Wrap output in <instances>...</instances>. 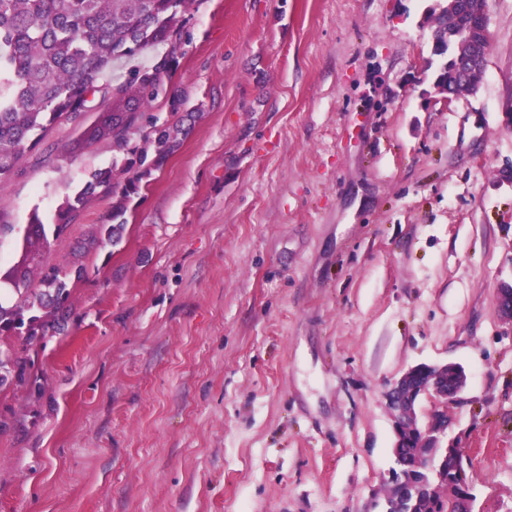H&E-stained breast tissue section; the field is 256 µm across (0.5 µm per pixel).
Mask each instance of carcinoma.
<instances>
[{
    "label": "carcinoma",
    "instance_id": "obj_1",
    "mask_svg": "<svg viewBox=\"0 0 512 512\" xmlns=\"http://www.w3.org/2000/svg\"><path fill=\"white\" fill-rule=\"evenodd\" d=\"M192 0H0V183L15 171L28 150L34 149L58 124L73 123L79 133L64 146L74 157L86 145L112 144L121 163L90 173L84 186L65 195L53 222L35 211L24 254L37 256L71 225L85 199L95 191L112 196V210L99 230L112 240L127 223L126 203L137 193L140 180L160 167L177 146L176 129L144 107L165 97L170 114L183 101L168 91L175 63L171 51L148 69H132L127 78L107 87L101 80L112 63L132 59L169 43L175 25ZM102 109L89 127L80 116L95 96ZM38 285L31 288V278ZM86 276L74 263L69 269L42 261L21 262L16 291L27 296L9 306L0 303V336L23 334L27 340L65 329L56 315L70 297L69 284ZM25 382V364L10 350L0 349V387ZM448 499L439 492L421 501L418 512H449Z\"/></svg>",
    "mask_w": 512,
    "mask_h": 512
}]
</instances>
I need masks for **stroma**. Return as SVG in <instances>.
I'll use <instances>...</instances> for the list:
<instances>
[{
	"label": "stroma",
	"mask_w": 512,
	"mask_h": 512,
	"mask_svg": "<svg viewBox=\"0 0 512 512\" xmlns=\"http://www.w3.org/2000/svg\"><path fill=\"white\" fill-rule=\"evenodd\" d=\"M444 0H194L170 81L180 145L101 243L64 333L0 338V512H379L387 386L461 364L450 406L473 512H512V0L448 101L426 75ZM54 126L0 184V269L32 210L111 166ZM112 207L89 198L44 261ZM13 379L18 383L25 382V364L19 362L9 349L0 347V387L13 382Z\"/></svg>",
	"instance_id": "35a3bbf8"
}]
</instances>
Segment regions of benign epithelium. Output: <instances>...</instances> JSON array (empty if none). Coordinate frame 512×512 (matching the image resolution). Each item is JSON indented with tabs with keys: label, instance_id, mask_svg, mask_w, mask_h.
Masks as SVG:
<instances>
[{
	"label": "benign epithelium",
	"instance_id": "benign-epithelium-1",
	"mask_svg": "<svg viewBox=\"0 0 512 512\" xmlns=\"http://www.w3.org/2000/svg\"><path fill=\"white\" fill-rule=\"evenodd\" d=\"M489 8L490 0H448L447 9L440 13L446 21L455 20L461 14L465 16V23L450 36L432 32V51L446 52L452 77H462L470 69L485 65L489 51ZM466 385L464 368L452 363L415 365L390 385L385 399L392 416L396 468L392 469L387 484L393 488L405 485L416 494L448 486L442 453L456 454L458 449L442 447L441 439L451 425L448 404L458 400ZM423 397L430 399L432 407L426 423L421 424L416 406ZM408 424L418 434L411 466L404 465L399 453L405 447L403 430ZM414 508L410 498L391 494L385 499L383 512H414Z\"/></svg>",
	"mask_w": 512,
	"mask_h": 512
}]
</instances>
